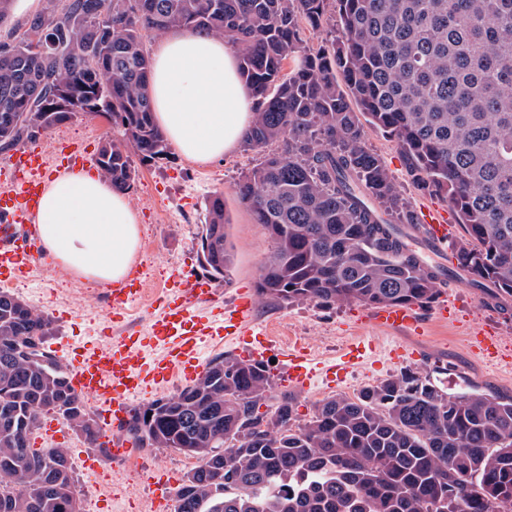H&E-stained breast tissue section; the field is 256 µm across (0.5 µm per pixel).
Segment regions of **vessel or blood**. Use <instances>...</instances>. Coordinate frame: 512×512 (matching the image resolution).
<instances>
[{
  "mask_svg": "<svg viewBox=\"0 0 512 512\" xmlns=\"http://www.w3.org/2000/svg\"><path fill=\"white\" fill-rule=\"evenodd\" d=\"M56 157L44 148H21L15 160V176L0 188V282L19 279L38 259V245L31 222L39 208L45 180L56 167ZM410 232L427 244L435 257L456 235L449 210L424 206ZM158 311L142 332L114 338L106 336L86 344L67 364L74 391L90 398L103 419L98 444L99 459L125 461L130 443L118 430L128 417L130 402L138 395L176 378L193 380L206 364L204 347L231 342L245 357L261 362L277 361L282 381L308 389L316 367L303 348H287L260 328L254 319V300L239 296L230 304L214 303L215 290L205 278L173 272L164 284ZM142 281L131 277L112 286V309L119 312L139 299ZM213 306L211 315L198 312L199 304ZM380 329L420 333L422 323L413 308L382 306L370 317ZM374 343L365 336L352 339L325 368L328 384L345 382L351 370L371 359Z\"/></svg>",
  "mask_w": 512,
  "mask_h": 512,
  "instance_id": "b4317fda",
  "label": "vessel or blood"
}]
</instances>
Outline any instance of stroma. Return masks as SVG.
I'll use <instances>...</instances> for the list:
<instances>
[{
	"label": "stroma",
	"mask_w": 512,
	"mask_h": 512,
	"mask_svg": "<svg viewBox=\"0 0 512 512\" xmlns=\"http://www.w3.org/2000/svg\"><path fill=\"white\" fill-rule=\"evenodd\" d=\"M118 134V129L104 118L78 112L47 131L40 142L54 151L63 143L79 141L94 155L106 137ZM365 140L383 158L412 209L436 204V197L413 184L406 161L391 138L369 126ZM260 160V154L244 148L208 162L191 161L178 153L151 164L133 159L137 177L128 199L141 226L136 262L143 266L150 286L163 285L175 269L203 276L198 239L205 220V204L213 194L220 193L224 196L226 232L233 252L229 279L218 285L222 303L232 302L242 290L254 293L257 324L270 328L285 342L306 347L318 363H329L350 337L373 336L381 342L377 362L365 364L343 385L331 388L321 383L293 393L298 423L308 421L321 400L336 394L356 395L406 369L431 375L450 391L467 385L479 393L512 397V317L489 307L488 296L468 282H461L450 294L452 319L437 318L433 306L417 307L423 333L416 337L404 334L397 340L369 323L370 306L358 302L320 306L300 301L288 305L259 295V268L271 254L274 242L239 201L236 185L241 175ZM111 293L110 285L74 276L46 254L14 291L15 296L52 317L56 334L48 339V346L61 343L70 351L106 331L119 334L143 329L146 305H131L124 321L113 322ZM483 325L500 338L497 359H485L468 346L469 327ZM397 343L418 351V358H391L388 351ZM196 463V458L174 449L144 448L132 467L108 465L101 471L87 469L77 473L82 512H94L102 502L107 503L108 512H153L154 478L168 471L173 481L182 482Z\"/></svg>",
	"instance_id": "35a3bbf8"
}]
</instances>
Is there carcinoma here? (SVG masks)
I'll list each match as a JSON object with an SVG mask.
<instances>
[{
  "instance_id": "1",
  "label": "carcinoma",
  "mask_w": 512,
  "mask_h": 512,
  "mask_svg": "<svg viewBox=\"0 0 512 512\" xmlns=\"http://www.w3.org/2000/svg\"><path fill=\"white\" fill-rule=\"evenodd\" d=\"M337 34L316 48L303 26ZM0 43V151L91 108L121 131L97 167L121 192L170 156L149 95L147 32L228 39L255 101L245 147L278 150L237 184L275 249L258 291L284 303L428 304L447 269L402 224L415 215L363 123L392 138L413 182L462 235L454 274L512 311V0H50ZM55 42L33 51L35 39ZM293 63L288 74L284 66ZM212 278L226 280L224 196L205 205ZM52 319L0 292V512H80L62 448L31 447L52 412L96 444L100 426L46 348ZM271 369L218 355L175 396L134 407L136 448L197 459L175 512H512V399L446 392L407 370L323 399L300 425L294 396L260 412Z\"/></svg>"
}]
</instances>
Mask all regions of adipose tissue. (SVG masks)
<instances>
[{
	"mask_svg": "<svg viewBox=\"0 0 512 512\" xmlns=\"http://www.w3.org/2000/svg\"><path fill=\"white\" fill-rule=\"evenodd\" d=\"M157 125L180 154L210 161L243 143L253 120L250 91L224 39L176 31L153 55ZM41 250L79 277L122 281L140 230L125 194L103 176L67 171L51 179L35 217Z\"/></svg>",
	"mask_w": 512,
	"mask_h": 512,
	"instance_id": "1",
	"label": "adipose tissue"
}]
</instances>
